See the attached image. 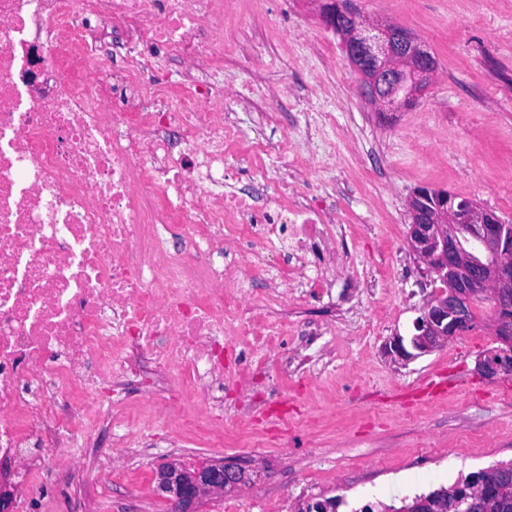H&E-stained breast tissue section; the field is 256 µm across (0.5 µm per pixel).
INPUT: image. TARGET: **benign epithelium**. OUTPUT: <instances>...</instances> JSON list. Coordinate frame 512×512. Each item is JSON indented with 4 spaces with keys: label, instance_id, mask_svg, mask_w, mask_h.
<instances>
[{
    "label": "benign epithelium",
    "instance_id": "1",
    "mask_svg": "<svg viewBox=\"0 0 512 512\" xmlns=\"http://www.w3.org/2000/svg\"><path fill=\"white\" fill-rule=\"evenodd\" d=\"M319 19L337 31L344 53L359 78L360 95L381 107L399 103L413 106L436 71V60L409 33L395 26H376L355 12L349 0H319ZM418 190L408 201L411 216L407 236L409 249L425 264L430 283L442 284L427 300L423 314L414 323L411 347L432 352L457 336L471 332L472 301L492 298L501 309L512 308V225L500 220L468 199L451 193ZM466 224L481 242L487 261L480 263L458 248L457 234ZM493 335L501 343L480 364L486 377H495L512 367V327L497 319ZM157 494L170 512H196L207 496L222 495L248 480V469L238 460L202 463L187 470L180 462L160 466L155 474ZM512 490L497 479L479 481L474 497L482 500ZM16 489L0 471V512H13Z\"/></svg>",
    "mask_w": 512,
    "mask_h": 512
}]
</instances>
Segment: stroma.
<instances>
[{
  "mask_svg": "<svg viewBox=\"0 0 512 512\" xmlns=\"http://www.w3.org/2000/svg\"><path fill=\"white\" fill-rule=\"evenodd\" d=\"M361 16L392 23L425 45L436 74L420 103L400 112H375L361 98L357 76L340 39L317 16L314 0H268L264 24L240 29L238 55L224 61V84L236 89L252 77L315 98L320 85L336 91V126L350 141L340 155L315 143L312 169L300 194L332 193L348 222L336 236V264L328 287L300 285L295 298L265 302V284L242 273V297L264 305L268 322L288 325L284 352L251 349L265 368L252 391L267 417L237 419L238 391L224 392V429L233 441L203 447L175 425L152 422L148 395L156 379L132 389L125 414L144 446L132 456L112 451V466L130 469L134 483L110 490L71 486L57 471L69 458L56 448L34 449L41 476L30 487L13 476L27 512H168L154 492L161 463L191 465L236 457L259 474L200 512H293L303 499L334 498L338 512L365 501L392 503L385 486L433 468L437 484L405 487L406 496L450 485L458 471L487 467L512 448V375L489 379L478 361L495 345L492 302L475 304L477 328L430 354L405 362L385 351L393 337L410 338L426 295L406 243L415 189H444L473 200L512 223V0H352ZM322 35L334 65H294V44ZM385 320L366 336L374 313ZM316 340H308V332ZM457 381L451 394L417 401L416 389L439 371Z\"/></svg>",
  "mask_w": 512,
  "mask_h": 512,
  "instance_id": "1",
  "label": "stroma"
}]
</instances>
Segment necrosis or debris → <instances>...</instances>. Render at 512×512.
Segmentation results:
<instances>
[{"mask_svg":"<svg viewBox=\"0 0 512 512\" xmlns=\"http://www.w3.org/2000/svg\"><path fill=\"white\" fill-rule=\"evenodd\" d=\"M0 0V453L45 441L104 455L80 422L93 399L115 426L112 394L161 373L166 419L220 446L227 387L254 364L224 358V318L251 344L282 331L230 296L249 261L270 296L300 282L307 243L330 244L341 212L296 191L310 161L291 139L249 134L229 113L285 109L336 127L332 106L229 92L217 79L230 27L265 0ZM183 62L181 81L164 63ZM246 166L250 186L224 190ZM278 244V275L265 252Z\"/></svg>","mask_w":512,"mask_h":512,"instance_id":"4bbe7bcc","label":"necrosis or debris"}]
</instances>
